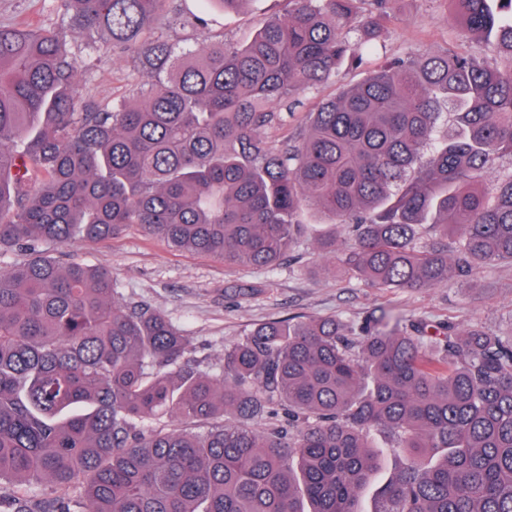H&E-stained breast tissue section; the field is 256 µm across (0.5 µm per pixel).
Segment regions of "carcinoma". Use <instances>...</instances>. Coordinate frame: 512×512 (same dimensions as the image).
<instances>
[{
	"label": "carcinoma",
	"mask_w": 512,
	"mask_h": 512,
	"mask_svg": "<svg viewBox=\"0 0 512 512\" xmlns=\"http://www.w3.org/2000/svg\"><path fill=\"white\" fill-rule=\"evenodd\" d=\"M73 25H0V512H512V333L387 311L271 318L203 373L163 314L53 256L138 225L224 268H270L298 216L371 288L512 263V0H450L455 40L367 72L277 143L266 130L393 0H283L244 44L146 32L168 0H55ZM245 0H199L201 12ZM142 59L137 101L81 100L93 32ZM352 233L338 243L336 229ZM169 416L183 427L145 422ZM48 485L51 492L41 487ZM374 442L378 447L384 449L385 457H384V466L378 480L368 488H366L361 496V506L363 511L370 512L372 511L378 501V488L381 487L391 476V473L394 469L395 458L393 454L387 450L389 442L387 438L379 432H375L373 434Z\"/></svg>",
	"instance_id": "1"
}]
</instances>
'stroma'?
<instances>
[{"instance_id": "35a3bbf8", "label": "stroma", "mask_w": 512, "mask_h": 512, "mask_svg": "<svg viewBox=\"0 0 512 512\" xmlns=\"http://www.w3.org/2000/svg\"><path fill=\"white\" fill-rule=\"evenodd\" d=\"M183 0H168L163 17L151 22L156 36L174 46H203L216 37L242 44L268 16L282 13L283 0H245L226 13L221 25L196 28L186 24ZM448 0H395L394 19L377 39L367 68L343 62L335 78L301 95V104L287 124L269 128L270 139L281 140L340 88L358 83L366 69L445 44L453 28ZM144 70L139 59L113 47L101 34L100 48L79 74L83 99L107 103L135 99ZM60 263L80 259L111 272L120 301L128 307L146 306L161 312L186 334L192 356L208 375L221 374L224 347L255 323L294 315L336 316L349 322L388 310L411 319L451 320L458 329L478 325L502 335L512 333V264L485 269L467 286L449 281L428 290H378L360 278L336 272L333 256L321 254L313 234L298 243L277 266L226 270L222 261L204 254L172 249L161 239L130 227L118 237L97 243L75 242L59 248Z\"/></svg>"}]
</instances>
